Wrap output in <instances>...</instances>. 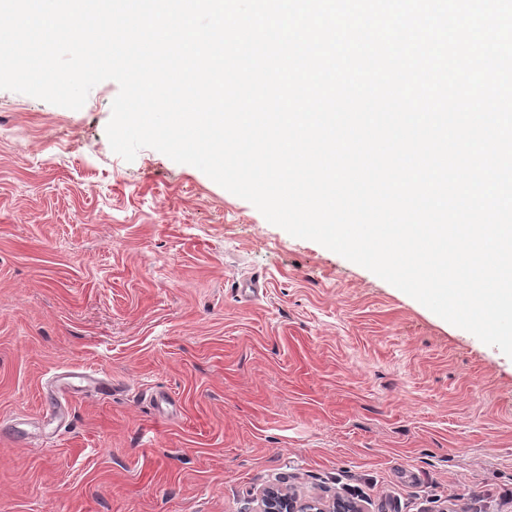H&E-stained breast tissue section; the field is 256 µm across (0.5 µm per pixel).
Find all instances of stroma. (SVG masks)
I'll return each mask as SVG.
<instances>
[{"label": "stroma", "mask_w": 512, "mask_h": 512, "mask_svg": "<svg viewBox=\"0 0 512 512\" xmlns=\"http://www.w3.org/2000/svg\"><path fill=\"white\" fill-rule=\"evenodd\" d=\"M0 90V512H512V358L199 169ZM90 368L110 398L64 392ZM257 512H364L356 502L340 497L324 500L305 497L289 489L268 487L260 496Z\"/></svg>", "instance_id": "stroma-1"}]
</instances>
